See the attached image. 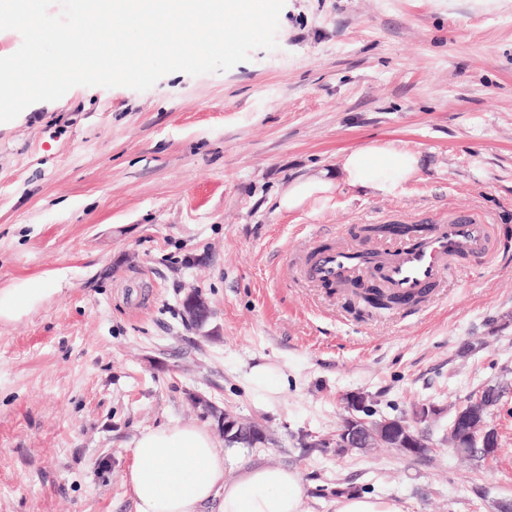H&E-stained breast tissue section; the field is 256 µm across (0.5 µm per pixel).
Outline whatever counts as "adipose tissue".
Returning a JSON list of instances; mask_svg holds the SVG:
<instances>
[{
	"label": "adipose tissue",
	"mask_w": 512,
	"mask_h": 512,
	"mask_svg": "<svg viewBox=\"0 0 512 512\" xmlns=\"http://www.w3.org/2000/svg\"><path fill=\"white\" fill-rule=\"evenodd\" d=\"M418 152L392 142L370 141L344 151L335 171L320 169L293 181L278 207L295 211L322 207L348 187L390 195L417 177ZM48 283L24 280L0 289V320H17L49 295ZM124 482L137 512H299L301 489L295 471L281 466L238 464L221 451L212 434L196 424H167L140 433Z\"/></svg>",
	"instance_id": "1"
}]
</instances>
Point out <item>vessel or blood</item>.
<instances>
[{
  "mask_svg": "<svg viewBox=\"0 0 512 512\" xmlns=\"http://www.w3.org/2000/svg\"><path fill=\"white\" fill-rule=\"evenodd\" d=\"M489 238V226L474 213L463 212L435 224L429 233L378 254H363L343 243L311 255L291 254L290 263L298 279L311 285L341 284L377 275L394 296L407 299L443 285L461 261L485 255Z\"/></svg>",
  "mask_w": 512,
  "mask_h": 512,
  "instance_id": "vessel-or-blood-1",
  "label": "vessel or blood"
}]
</instances>
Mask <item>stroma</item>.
I'll list each match as a JSON object with an SVG mask.
<instances>
[{
  "mask_svg": "<svg viewBox=\"0 0 512 512\" xmlns=\"http://www.w3.org/2000/svg\"><path fill=\"white\" fill-rule=\"evenodd\" d=\"M277 42L145 91L76 86L0 126V289L66 274L0 321V512H136L132 443L170 421L214 429L194 393L267 429L239 458L294 469L300 512H336L344 490L404 512L512 504V0H285ZM370 140L419 152L420 174L278 209ZM462 210L491 224L495 254L422 309L294 284L299 247ZM193 289L211 335L180 317ZM259 365L270 390L249 382ZM488 384L498 453L460 460L451 418ZM354 391L379 418L438 405L428 456L303 448Z\"/></svg>",
  "mask_w": 512,
  "mask_h": 512,
  "instance_id": "stroma-1",
  "label": "stroma"
}]
</instances>
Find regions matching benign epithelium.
Masks as SVG:
<instances>
[{
  "label": "benign epithelium",
  "instance_id": "obj_1",
  "mask_svg": "<svg viewBox=\"0 0 512 512\" xmlns=\"http://www.w3.org/2000/svg\"><path fill=\"white\" fill-rule=\"evenodd\" d=\"M186 320L198 329H203L210 320L211 310L206 298L197 290L186 294L184 298ZM196 406L202 409V414L217 421L220 435L226 439L240 441L250 446L266 445L270 441L265 431L245 429L241 418L235 414L220 410L211 401L200 395L192 396ZM342 421L336 432L327 438L315 440L308 444L310 448H332L338 454L350 448H372L371 439L378 438L386 442L387 447L405 456H424L428 454L426 440L423 438L418 426L433 416L439 414V408L434 404H423L412 410L411 416H400L393 419H384L378 423L377 428L367 425V420L361 413L368 408L367 397L359 392L345 395ZM484 400V393H478L459 409L452 422V429L459 430V440H469L472 447L483 454H493V446L498 440V433L484 424L470 427L469 409L474 404Z\"/></svg>",
  "mask_w": 512,
  "mask_h": 512
}]
</instances>
